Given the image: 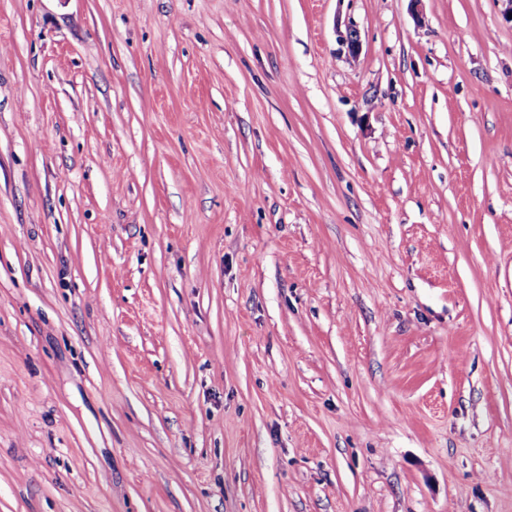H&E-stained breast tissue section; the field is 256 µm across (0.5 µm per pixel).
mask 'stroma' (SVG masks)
<instances>
[{
  "instance_id": "1",
  "label": "stroma",
  "mask_w": 512,
  "mask_h": 512,
  "mask_svg": "<svg viewBox=\"0 0 512 512\" xmlns=\"http://www.w3.org/2000/svg\"><path fill=\"white\" fill-rule=\"evenodd\" d=\"M507 7L0 0V512H512Z\"/></svg>"
}]
</instances>
